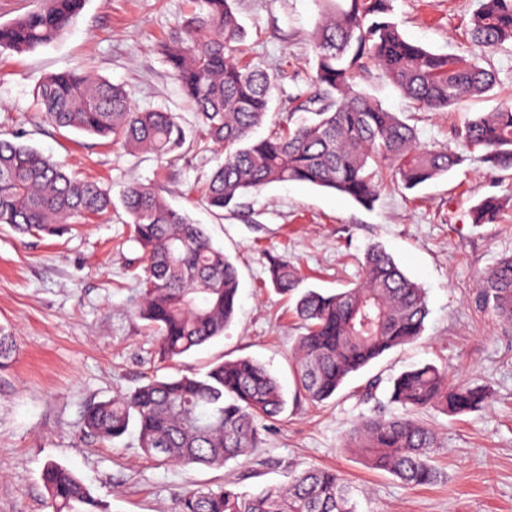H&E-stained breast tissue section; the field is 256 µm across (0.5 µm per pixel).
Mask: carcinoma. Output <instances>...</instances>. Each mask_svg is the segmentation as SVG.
Segmentation results:
<instances>
[{
  "mask_svg": "<svg viewBox=\"0 0 512 512\" xmlns=\"http://www.w3.org/2000/svg\"><path fill=\"white\" fill-rule=\"evenodd\" d=\"M196 7L174 26L163 55L184 97L195 107L205 135L224 145V162L208 179L203 198L217 210L240 206L245 196L272 183L302 182L331 190L363 206L380 192L388 172L413 189L478 153L501 170H512V100L470 121L458 150H430L416 130L382 105L357 93L363 60L374 62L420 109L439 111L465 96L482 97L499 85L497 74L473 57L439 54L408 41L392 22V0H320L313 34L317 90L298 104L312 118L292 119L266 136L253 131L270 112L274 76L237 57L245 31L233 0H194ZM85 0H39L35 10L0 24V50L32 51L56 41L81 12ZM467 34L494 48L512 41V0H479ZM44 119L98 137L131 152L169 159L185 142L171 112L135 107L123 87L95 74L45 76L36 92ZM130 238L144 258V288L136 315L158 335L161 359L172 361L224 335L239 305L235 264L188 214L172 208L155 189L133 183L122 192ZM110 191L65 171L64 165L18 139L0 138V225L14 231L61 236L73 224L106 213ZM503 207L487 196L471 207L474 224L492 223ZM365 278L333 293L307 290L295 313L303 333L295 341L300 391L314 404L336 394L354 373L384 353L418 339L428 315L425 291L380 246L364 255ZM281 293L302 278L286 260L269 268ZM479 302L512 323V256L482 277ZM16 339L0 327V371L8 369ZM486 388L450 381L425 364L391 381L395 417L378 415L355 426L349 446L369 465L408 486L432 483L438 436L419 418L428 408L462 414L485 405ZM285 399L277 378L261 362L240 357L203 373L152 377L133 392L90 406L84 434L112 442L133 426L150 456L183 465L222 467L251 454L261 442L257 421L272 419ZM50 512H109L67 467L50 461L41 473ZM176 512H358L353 488L337 470L312 466L281 486L241 491L183 492Z\"/></svg>",
  "mask_w": 512,
  "mask_h": 512,
  "instance_id": "obj_1",
  "label": "carcinoma"
}]
</instances>
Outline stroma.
Masks as SVG:
<instances>
[{
    "label": "stroma",
    "mask_w": 512,
    "mask_h": 512,
    "mask_svg": "<svg viewBox=\"0 0 512 512\" xmlns=\"http://www.w3.org/2000/svg\"><path fill=\"white\" fill-rule=\"evenodd\" d=\"M192 0H86L71 27L31 52L0 53V136L21 134L67 171L110 188L112 208L63 237L22 236L0 226V327L17 340L11 367L0 372V512H45L40 473L57 461L110 512H174L178 494L237 482L240 490L287 481L309 466L333 467L354 487L359 512H512V324L480 307L482 275L512 255V208L499 223H471L482 198L512 197V171L465 155L448 174L413 190L384 180L373 207L301 182L273 183L235 212L207 207L200 189L222 146L203 136L197 116L160 51ZM247 31L243 60L278 72L270 118L286 116L314 89L312 36L317 0H236ZM478 0H393L391 19L410 42L436 53L478 57L500 80L489 97H466L445 111H419L369 67L360 91L414 126L427 147L456 149V130L512 96V44L474 45L466 25ZM90 71L125 90L142 109L174 113L187 140L159 163L106 140L52 126L35 89L48 74ZM153 184L173 207L201 224L237 267L240 307L223 337L165 362L156 335L136 318L142 253L128 242L120 193L131 182ZM383 246L426 291L421 337L387 352L315 405L293 378V347L302 330L294 303L269 281L272 260L300 271L308 288L335 291L364 277L363 255ZM249 356L279 379L286 406L258 423L261 444L221 468L181 466L147 456L135 435L103 443L81 435L90 404L127 394L147 377L206 371L217 361ZM432 364L486 386L491 398L474 411L423 419L438 434L435 482L410 487L366 466L344 445L373 410L400 415L386 389L368 400L369 379L389 380Z\"/></svg>",
    "instance_id": "35a3bbf8"
}]
</instances>
